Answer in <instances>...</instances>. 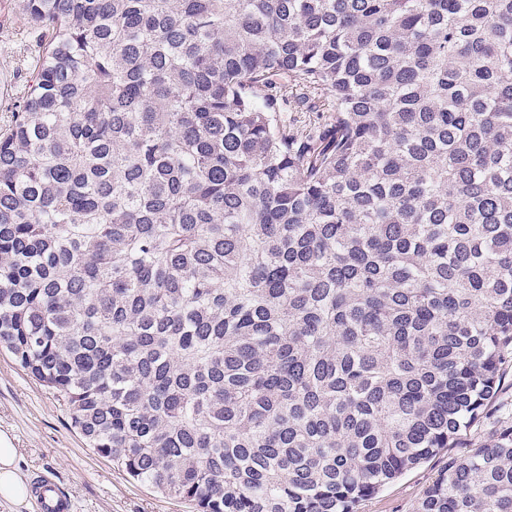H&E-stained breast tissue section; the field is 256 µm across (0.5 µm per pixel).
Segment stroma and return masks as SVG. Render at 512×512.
I'll return each mask as SVG.
<instances>
[{"instance_id": "stroma-1", "label": "stroma", "mask_w": 512, "mask_h": 512, "mask_svg": "<svg viewBox=\"0 0 512 512\" xmlns=\"http://www.w3.org/2000/svg\"><path fill=\"white\" fill-rule=\"evenodd\" d=\"M33 35L22 28L13 0H0V127L27 92ZM512 423V363L486 415L463 432L456 447L442 450L362 502L360 512H417L424 489L449 462L491 437L499 422ZM0 431L19 452L25 479L52 473L73 503L72 512H191L186 503L131 480L112 461L98 456L71 425L53 391L26 374L7 350L0 349Z\"/></svg>"}]
</instances>
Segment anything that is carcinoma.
I'll return each instance as SVG.
<instances>
[{"label": "carcinoma", "mask_w": 512, "mask_h": 512, "mask_svg": "<svg viewBox=\"0 0 512 512\" xmlns=\"http://www.w3.org/2000/svg\"><path fill=\"white\" fill-rule=\"evenodd\" d=\"M0 347L196 512H359L512 360V0H15ZM326 94L299 130L290 89ZM418 512H512V426Z\"/></svg>", "instance_id": "1"}]
</instances>
